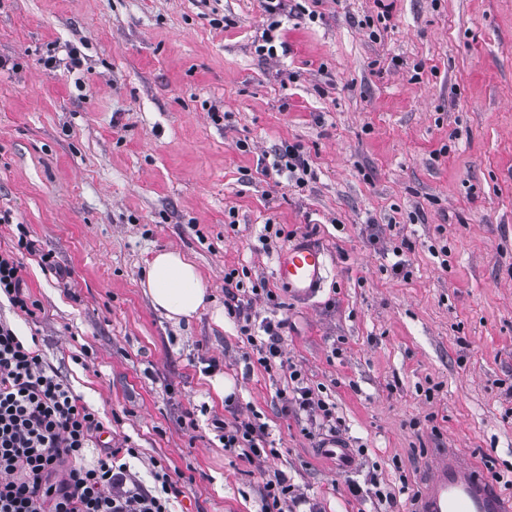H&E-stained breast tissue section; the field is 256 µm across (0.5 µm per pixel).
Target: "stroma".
Returning <instances> with one entry per match:
<instances>
[{
	"mask_svg": "<svg viewBox=\"0 0 512 512\" xmlns=\"http://www.w3.org/2000/svg\"><path fill=\"white\" fill-rule=\"evenodd\" d=\"M380 11L372 40L359 22ZM281 20L270 61L260 0H0V251L25 225L43 306L0 301V317L36 335L104 441L136 448L144 482L155 461L180 477L173 512H261L277 471L324 512H410L440 448L511 500L512 0H288ZM285 141L310 156L304 189L269 168ZM268 224L284 235L265 245ZM303 239L329 273L298 300L274 265ZM164 249L202 275L210 307L190 322L141 287ZM230 272L277 294L253 309L285 320V356L332 426L284 415L287 372L259 364L234 318L214 322ZM233 407L267 427L263 468L219 439ZM330 434L348 467L318 454ZM372 478L392 505L349 493Z\"/></svg>",
	"mask_w": 512,
	"mask_h": 512,
	"instance_id": "stroma-1",
	"label": "stroma"
}]
</instances>
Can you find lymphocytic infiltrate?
Here are the masks:
<instances>
[{
  "label": "lymphocytic infiltrate",
  "instance_id": "obj_1",
  "mask_svg": "<svg viewBox=\"0 0 512 512\" xmlns=\"http://www.w3.org/2000/svg\"><path fill=\"white\" fill-rule=\"evenodd\" d=\"M275 171L287 173L295 187H305L315 173L301 144L282 143L272 162ZM16 246L0 251V298L13 312L35 317L40 311L25 285L20 252H33L25 226H18ZM275 301L267 288L239 297L226 292L224 307L234 315L238 330L259 353L264 368L288 369L292 392L282 398L283 413L293 417L333 419L329 403L309 386L286 358L281 341L284 321L254 322L255 300ZM106 424L99 413L58 378L44 361L36 343L18 335L0 318V512H171L180 489L167 467L155 464L154 484L146 486L127 463L134 448L98 447ZM226 450H241L251 463L272 456L264 425L251 418L234 417L223 426ZM98 447L93 464H85L87 448ZM263 512H322L295 489L287 476L274 473L264 484Z\"/></svg>",
  "mask_w": 512,
  "mask_h": 512
}]
</instances>
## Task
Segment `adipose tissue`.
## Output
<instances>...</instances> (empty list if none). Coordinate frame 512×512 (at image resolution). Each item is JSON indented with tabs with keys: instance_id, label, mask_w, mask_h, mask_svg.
Returning <instances> with one entry per match:
<instances>
[{
	"instance_id": "adipose-tissue-1",
	"label": "adipose tissue",
	"mask_w": 512,
	"mask_h": 512,
	"mask_svg": "<svg viewBox=\"0 0 512 512\" xmlns=\"http://www.w3.org/2000/svg\"><path fill=\"white\" fill-rule=\"evenodd\" d=\"M141 285L152 306L175 323L190 321L208 305L197 266L175 250L154 254Z\"/></svg>"
}]
</instances>
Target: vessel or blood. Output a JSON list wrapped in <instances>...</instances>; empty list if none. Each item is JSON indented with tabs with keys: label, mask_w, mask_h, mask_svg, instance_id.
<instances>
[{
	"label": "vessel or blood",
	"mask_w": 512,
	"mask_h": 512,
	"mask_svg": "<svg viewBox=\"0 0 512 512\" xmlns=\"http://www.w3.org/2000/svg\"><path fill=\"white\" fill-rule=\"evenodd\" d=\"M326 269L324 247L309 240L289 246L275 260L277 281L298 299L311 297L321 287ZM414 512H512V500L490 481L476 477L471 464L448 448L431 461Z\"/></svg>",
	"instance_id": "obj_1"
}]
</instances>
